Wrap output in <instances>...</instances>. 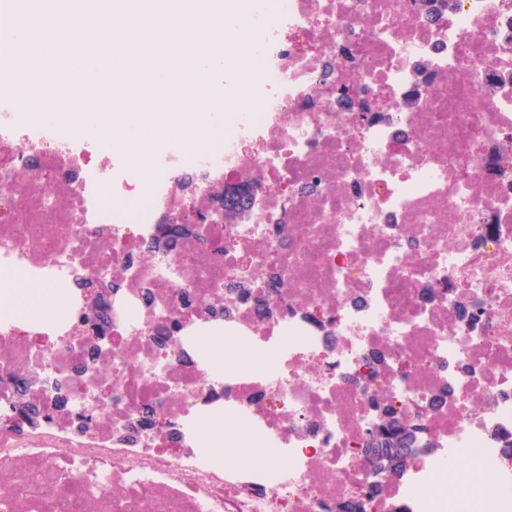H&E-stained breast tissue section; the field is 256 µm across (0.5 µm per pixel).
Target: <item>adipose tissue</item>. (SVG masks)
<instances>
[{
	"label": "adipose tissue",
	"instance_id": "ef3b65f1",
	"mask_svg": "<svg viewBox=\"0 0 512 512\" xmlns=\"http://www.w3.org/2000/svg\"><path fill=\"white\" fill-rule=\"evenodd\" d=\"M65 295L60 289L32 278L18 270L0 271V306L18 322L31 323L51 319L60 314ZM194 447L211 461L231 465L239 450L224 438V413L220 410L202 412L197 420Z\"/></svg>",
	"mask_w": 512,
	"mask_h": 512
}]
</instances>
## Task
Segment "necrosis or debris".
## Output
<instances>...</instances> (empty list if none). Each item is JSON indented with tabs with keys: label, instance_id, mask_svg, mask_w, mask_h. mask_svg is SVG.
<instances>
[{
	"label": "necrosis or debris",
	"instance_id": "necrosis-or-debris-1",
	"mask_svg": "<svg viewBox=\"0 0 512 512\" xmlns=\"http://www.w3.org/2000/svg\"><path fill=\"white\" fill-rule=\"evenodd\" d=\"M247 2L223 63L249 105L189 152L154 127L149 181L130 166L115 176L98 134L0 109V269L65 288L79 267L119 288L98 312L112 333L95 362L73 332L83 294L41 328L0 311V512H459L470 478L446 493L434 478L473 464L480 512H512V177L499 171L512 0H437L429 13L413 0ZM346 87L383 110L341 107ZM473 126L477 149L463 139ZM136 193L146 203L127 210ZM188 211L209 220L185 231ZM239 282L223 375L159 347L215 324L211 298ZM240 345L275 352L273 366L242 364ZM24 371L64 385L31 389L46 412L34 428L8 422L5 380ZM147 405L174 428L128 430ZM206 406L270 448L263 466L191 451ZM384 407L420 443L392 476L365 451Z\"/></svg>",
	"mask_w": 512,
	"mask_h": 512
}]
</instances>
